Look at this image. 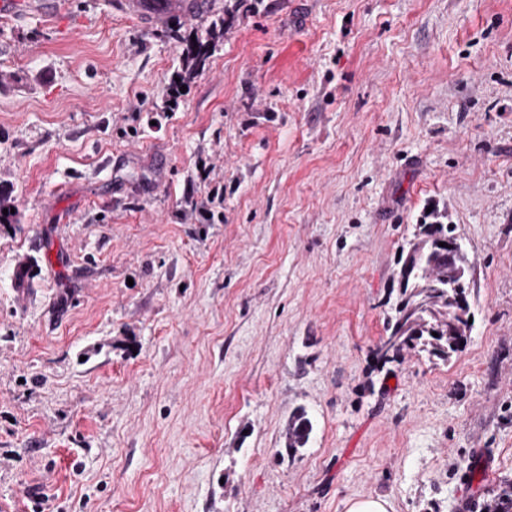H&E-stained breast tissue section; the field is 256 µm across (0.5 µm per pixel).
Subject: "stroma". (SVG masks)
Here are the masks:
<instances>
[{
	"label": "stroma",
	"instance_id": "stroma-1",
	"mask_svg": "<svg viewBox=\"0 0 512 512\" xmlns=\"http://www.w3.org/2000/svg\"><path fill=\"white\" fill-rule=\"evenodd\" d=\"M114 3L0 19V512H456L475 448L490 500L512 479V0ZM217 20L166 103L165 30ZM434 205L474 327L450 362L384 365ZM300 406L313 436L281 455ZM215 47L216 44L212 39L198 38L183 59L181 72L177 76L179 81L190 79L202 71ZM347 512H395L392 502L382 496H368L348 502Z\"/></svg>",
	"mask_w": 512,
	"mask_h": 512
}]
</instances>
